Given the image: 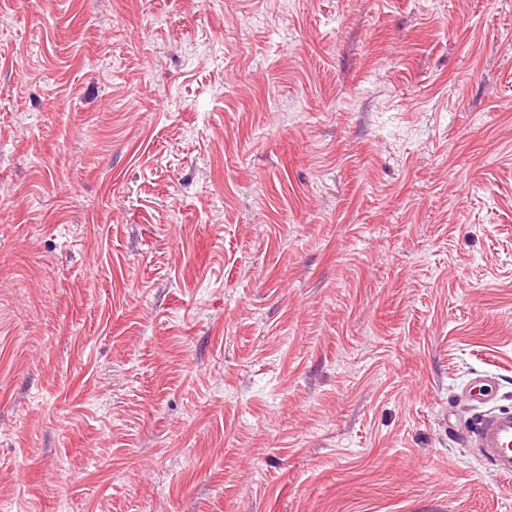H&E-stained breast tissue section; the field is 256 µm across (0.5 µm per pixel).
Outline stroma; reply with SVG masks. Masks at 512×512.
<instances>
[{"mask_svg": "<svg viewBox=\"0 0 512 512\" xmlns=\"http://www.w3.org/2000/svg\"><path fill=\"white\" fill-rule=\"evenodd\" d=\"M503 410L512 0H0V512H512ZM478 445L486 460L502 478L512 477V413L491 412L482 416Z\"/></svg>", "mask_w": 512, "mask_h": 512, "instance_id": "1", "label": "stroma"}]
</instances>
